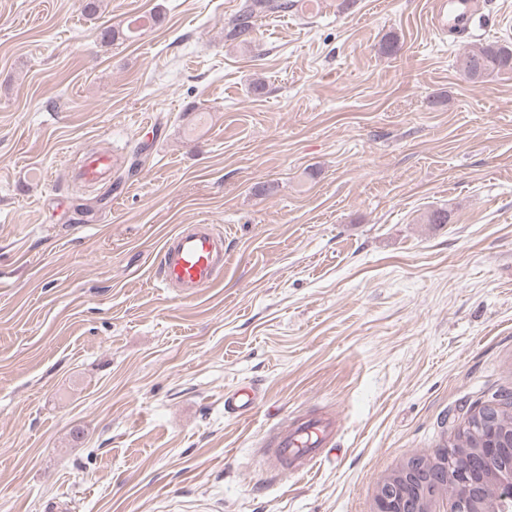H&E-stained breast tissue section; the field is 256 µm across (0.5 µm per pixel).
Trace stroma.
<instances>
[{
    "label": "stroma",
    "instance_id": "obj_1",
    "mask_svg": "<svg viewBox=\"0 0 512 512\" xmlns=\"http://www.w3.org/2000/svg\"><path fill=\"white\" fill-rule=\"evenodd\" d=\"M306 2L241 42L240 0H0V512H373L512 392V71L455 66L512 44V0L466 36L432 0ZM136 144L119 184L72 180ZM201 223L224 273L185 300L153 263ZM326 410L335 447L270 471L279 418ZM456 67L460 73L474 70L477 78L471 82H484L494 74L512 70V47L497 42L475 44L456 58ZM114 163L111 151L99 148L83 155L77 174L87 184L107 182L112 177ZM260 396L253 387L224 393V411L237 418L246 417L259 403Z\"/></svg>",
    "mask_w": 512,
    "mask_h": 512
}]
</instances>
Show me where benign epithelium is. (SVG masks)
<instances>
[{
    "mask_svg": "<svg viewBox=\"0 0 512 512\" xmlns=\"http://www.w3.org/2000/svg\"><path fill=\"white\" fill-rule=\"evenodd\" d=\"M512 412V393H504L470 411L460 428L472 436L473 448L460 458L439 449V454L416 456L382 480L375 512H431L430 504L453 480L458 489L450 512H491V504L512 499V469L502 476L497 469L512 448V433L498 426V416Z\"/></svg>",
    "mask_w": 512,
    "mask_h": 512,
    "instance_id": "benign-epithelium-1",
    "label": "benign epithelium"
}]
</instances>
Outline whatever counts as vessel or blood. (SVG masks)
Wrapping results in <instances>:
<instances>
[{"label": "vessel or blood", "mask_w": 512, "mask_h": 512, "mask_svg": "<svg viewBox=\"0 0 512 512\" xmlns=\"http://www.w3.org/2000/svg\"><path fill=\"white\" fill-rule=\"evenodd\" d=\"M476 0H434L431 26L439 33L454 27L467 29ZM115 159L105 148L84 154L79 177L88 184L109 181ZM224 234L214 224H181L166 235L156 258V279L185 299L200 296L218 281L224 270ZM256 389L244 387L226 392L224 410L235 417L247 416L259 403ZM339 419L335 412L284 418L264 438L269 469L303 474L336 442Z\"/></svg>", "instance_id": "b4317fda"}]
</instances>
